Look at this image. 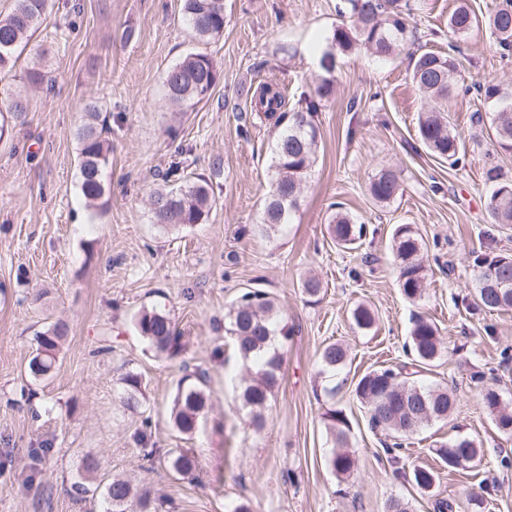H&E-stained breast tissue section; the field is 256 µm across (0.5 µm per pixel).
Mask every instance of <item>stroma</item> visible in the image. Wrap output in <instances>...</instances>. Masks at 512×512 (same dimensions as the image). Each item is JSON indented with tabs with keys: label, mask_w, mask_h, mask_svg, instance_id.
<instances>
[{
	"label": "stroma",
	"mask_w": 512,
	"mask_h": 512,
	"mask_svg": "<svg viewBox=\"0 0 512 512\" xmlns=\"http://www.w3.org/2000/svg\"><path fill=\"white\" fill-rule=\"evenodd\" d=\"M339 0H224V33L205 45L219 77L211 97L175 113L164 95L167 70L195 49L180 22L183 0H54L12 74L0 88L27 91L25 124L0 140V512H104L103 497L77 501L72 482L86 455L98 477H125L160 491L163 512H226L244 502L250 512H386L391 497L410 512H435L436 500L469 512L471 492L489 485L485 512H512V438L494 426L483 403L495 387L512 406V310H474L477 255L512 256V224L490 223L486 202L489 159L512 176V154L494 155V102L457 91L446 103L462 136L465 160L449 166L421 147L418 115L424 101L409 76L406 53L384 57L363 49L337 54L331 96L314 116L321 138L290 224L269 237L252 234L269 190L275 133L240 96L243 86L273 82L289 103L321 73L319 58L344 19ZM416 45L438 52L449 41L465 84L512 86V55L487 30L452 38L455 0H409ZM134 28L136 39L122 32ZM53 86L28 89L31 65ZM102 110L112 144L108 203L89 208L78 187L77 130L84 108ZM482 112L486 124L472 122ZM187 171L212 184L215 203L206 223L163 230L150 220L148 196L176 152ZM400 172L402 190L390 203L369 194L380 169ZM367 228L362 246L340 250L329 233L336 211ZM423 237L426 294L409 302L398 286L391 250L396 225ZM322 284L318 297L302 292L307 273ZM261 288L274 297L294 333L284 350L282 381L266 411L262 433L248 428L235 391L242 371L224 314L239 295ZM375 314L372 330L351 325L355 305ZM170 315L181 333L174 357L156 353L139 336L142 308ZM439 328L443 352L428 381L451 389L457 406L447 421L422 426L406 442L405 467L437 474L432 494L399 477L350 386L336 395L350 422L357 467L347 479L332 471V443L317 398V362L325 343L343 344L346 369L358 376L406 362L404 345L414 314ZM66 320L68 336L51 377L28 369L36 335ZM143 374L142 412L124 409L117 394L121 366ZM206 369L210 403L197 433L187 437L169 421L185 366ZM151 428H143L144 417ZM466 435L485 450L481 462L448 470L433 450ZM47 445L39 474L30 451ZM147 448L161 461L144 460ZM193 449L197 471L179 477L165 458ZM294 482H286L285 472Z\"/></svg>",
	"instance_id": "obj_1"
}]
</instances>
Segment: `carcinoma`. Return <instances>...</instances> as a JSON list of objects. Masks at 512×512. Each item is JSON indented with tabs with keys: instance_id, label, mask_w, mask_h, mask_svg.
I'll list each match as a JSON object with an SVG mask.
<instances>
[{
	"instance_id": "obj_1",
	"label": "carcinoma",
	"mask_w": 512,
	"mask_h": 512,
	"mask_svg": "<svg viewBox=\"0 0 512 512\" xmlns=\"http://www.w3.org/2000/svg\"><path fill=\"white\" fill-rule=\"evenodd\" d=\"M51 8V0H15L10 14L0 18V72L13 68L15 54L25 48L39 29ZM341 14L349 15L351 26L338 27L332 46L342 52L364 47L379 56L402 51L411 41V31L402 0H342ZM183 21L192 38L205 44L224 33V0H183ZM485 27L498 46L512 50V0H503L487 17H480L468 3H458L448 16V29L454 36ZM324 76L314 88L300 94L294 107H288L284 93L272 83H261L246 95L254 99L259 119L279 130L272 148L271 186L263 206L262 223L256 231L267 233L289 223L297 208L302 184L314 163L320 139L314 114L322 107L334 88L332 73L335 63L322 67ZM458 63L451 54L423 50L411 57V80L429 100V107L418 118V137L434 155L452 167L461 162L464 144L450 126L447 113L441 111L457 87ZM214 59L206 52L188 53L168 70L165 76L168 102L186 112L207 100L217 82ZM480 95L497 102L495 113L496 147L512 152V90L499 85L479 88ZM29 112L28 99L21 95L0 96V139L8 135L12 125L23 123ZM86 122L78 129L80 144V190L90 205H98L106 194V170L112 149L105 138L106 128L100 123L97 106L88 105ZM162 183L150 193L151 221L163 229L200 224L208 218L214 198L205 180L190 181L184 175L180 155H174L161 175ZM486 181L492 190L487 211L492 223L512 224V178L491 164ZM401 190V177L391 168L380 170L369 183V193L378 203H388ZM336 244L352 249L366 237V227L346 214L336 213L330 225ZM423 239L410 224H399L392 234V253L399 269L398 285L410 301L422 299L425 291V266L421 251ZM500 255H479V268L473 297L475 309L486 313L512 308V266L501 264ZM355 330L368 331L375 324L373 312L357 305L351 312ZM140 336L158 353L175 355L181 347V336L169 315L156 309H144L136 316ZM224 331L231 336L244 374L237 385L238 399L246 412L249 426L256 432L266 427L265 410L275 396L281 381L283 349L292 338L293 328L280 317L274 301L261 289L243 292L225 313ZM68 324L56 321L37 336L36 354L28 364L35 378L50 376L58 362L61 341L67 336ZM410 361L400 366L372 369L353 383V395L366 410L368 422L393 439L389 452L396 472L419 493H432L437 475L427 466L410 471L400 467L403 442L423 424L446 420L453 413L456 399L443 386H432L420 380L423 373L441 356L442 347L436 323L425 315H416L408 341ZM347 361L345 348L328 343L320 352L318 378L325 382L324 396L331 400L323 419L332 437L331 466L339 477L351 475L356 466L346 450L349 426L342 410L336 408V381ZM175 394L170 419L176 430L191 435L198 428L204 411L210 375L201 368L185 369ZM123 406L139 411L146 403V384L142 374L126 369L119 378ZM484 404L495 427L504 435H512V411L503 406L502 395L493 387L484 393ZM484 449L468 436H457L434 449V453L450 470L465 469L483 456ZM172 472L189 476L197 468V457L182 450L168 457ZM103 497L112 506L109 512H161L164 497L148 489L134 491L132 484L114 478L104 486Z\"/></svg>"
}]
</instances>
